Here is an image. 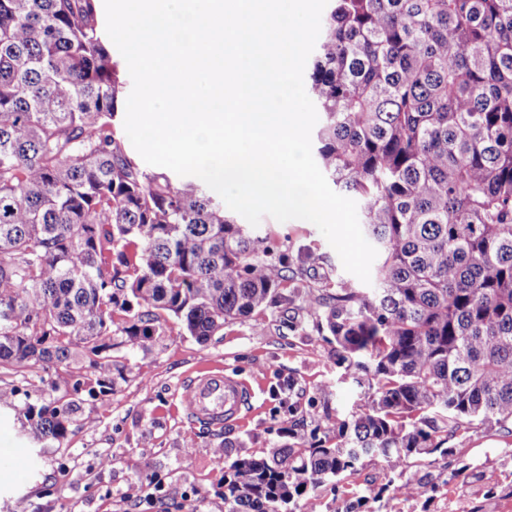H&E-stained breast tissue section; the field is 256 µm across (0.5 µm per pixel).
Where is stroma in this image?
I'll list each match as a JSON object with an SVG mask.
<instances>
[{
	"mask_svg": "<svg viewBox=\"0 0 512 512\" xmlns=\"http://www.w3.org/2000/svg\"><path fill=\"white\" fill-rule=\"evenodd\" d=\"M255 234L288 245L289 254L309 249L315 275L347 278L341 260L318 228L305 220L263 217ZM156 337L147 348L115 338L112 358L123 376L104 403L85 402L63 447L28 441L16 411L0 410V512H225L223 441L244 442L262 455L279 443L288 406L298 403L305 429L352 410L359 388L342 379L336 347L313 332L309 313L267 311L234 321L223 335L201 343L175 334ZM206 364L239 374L252 386L250 409L239 421L214 430L194 421L181 403L184 384ZM454 456L419 460L421 472L443 479L438 492L421 498L385 500L387 512H448L452 503L468 512H512V435L477 427L453 440ZM150 472H142V459ZM477 464L480 479L462 481L450 472ZM141 484L136 503L123 494Z\"/></svg>",
	"mask_w": 512,
	"mask_h": 512,
	"instance_id": "stroma-1",
	"label": "stroma"
}]
</instances>
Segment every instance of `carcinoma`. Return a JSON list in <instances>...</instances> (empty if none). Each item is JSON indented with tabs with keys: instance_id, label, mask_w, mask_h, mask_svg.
Masks as SVG:
<instances>
[{
	"instance_id": "obj_1",
	"label": "carcinoma",
	"mask_w": 512,
	"mask_h": 512,
	"mask_svg": "<svg viewBox=\"0 0 512 512\" xmlns=\"http://www.w3.org/2000/svg\"><path fill=\"white\" fill-rule=\"evenodd\" d=\"M123 80L96 0H0V385L28 439L60 446L104 402L112 340L206 341L300 301L360 404L264 455L216 449L225 512H294L383 462L382 491H431L416 461L476 424L512 425V0H329L307 90L324 173L361 206L371 282L306 276L197 177L129 155ZM66 367L65 376L59 369ZM108 46H109V48L112 51L113 59L119 62L120 67L123 70L124 75H125V79H126V86H125L122 94L120 95V97L118 99L117 123H118V127H119V130H120L121 134L124 136V138L126 140L127 149L129 151L130 155L140 164V166L144 170H146L149 173H165V174H167V175H169L171 177H174V178H185V177H188V176H179V175L175 174L173 171H171V170H169V169H167L165 167H160V166H154V165L147 164L142 159V157L139 155V153L135 150V148L133 147V145H132L131 141L129 140V138H128L126 132H125V129H124V118H125V110H126V100H127V97H128V95H129V93H130V91L132 89V80H131V77L129 75L127 64H126L124 58L119 53V51L117 50V48L115 47V45L113 44V42L110 40L109 37H108Z\"/></svg>"
}]
</instances>
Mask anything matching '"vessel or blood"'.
Masks as SVG:
<instances>
[{
  "label": "vessel or blood",
  "instance_id": "vessel-or-blood-1",
  "mask_svg": "<svg viewBox=\"0 0 512 512\" xmlns=\"http://www.w3.org/2000/svg\"><path fill=\"white\" fill-rule=\"evenodd\" d=\"M251 398L252 389L244 379L204 365L189 379L183 395L189 417L213 428L237 421Z\"/></svg>",
  "mask_w": 512,
  "mask_h": 512
}]
</instances>
